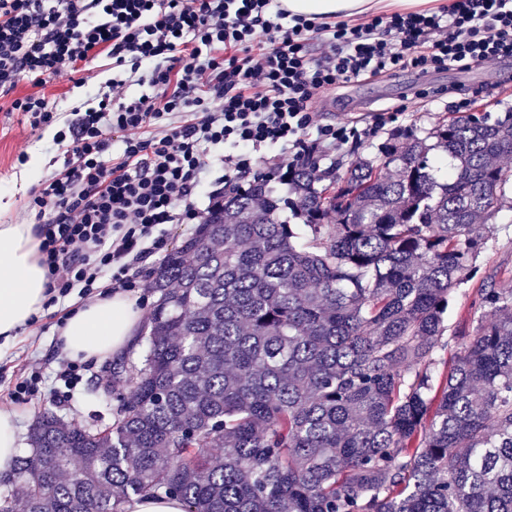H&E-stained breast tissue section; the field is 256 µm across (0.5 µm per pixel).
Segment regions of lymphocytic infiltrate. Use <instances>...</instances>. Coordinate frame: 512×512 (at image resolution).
<instances>
[{
  "mask_svg": "<svg viewBox=\"0 0 512 512\" xmlns=\"http://www.w3.org/2000/svg\"><path fill=\"white\" fill-rule=\"evenodd\" d=\"M103 54L117 69L106 91L61 119L37 87ZM501 59H512V0L354 25L273 0H0V98L31 129L65 124L60 165L26 202L50 294L90 303L106 279L132 290L133 267L166 248L158 226L202 219L257 174L258 153L294 167L356 138L314 109L336 85ZM23 79L35 91L15 96ZM134 85L143 94L126 96ZM209 154L223 170L212 179Z\"/></svg>",
  "mask_w": 512,
  "mask_h": 512,
  "instance_id": "f902f5d3",
  "label": "lymphocytic infiltrate"
}]
</instances>
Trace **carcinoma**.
<instances>
[{"mask_svg":"<svg viewBox=\"0 0 512 512\" xmlns=\"http://www.w3.org/2000/svg\"><path fill=\"white\" fill-rule=\"evenodd\" d=\"M397 138L321 189L302 166L291 198L267 177L224 196L153 272L118 422L43 411L0 512H512V289L483 278L448 328L512 113ZM475 288H479V281H472L462 285L458 291L455 304L448 310V325L454 326L462 318H467L474 311V301L477 299ZM128 512H185V505L176 497L144 498L128 506Z\"/></svg>","mask_w":512,"mask_h":512,"instance_id":"1","label":"carcinoma"}]
</instances>
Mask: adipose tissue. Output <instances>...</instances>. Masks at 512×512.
<instances>
[{
    "label": "adipose tissue",
    "mask_w": 512,
    "mask_h": 512,
    "mask_svg": "<svg viewBox=\"0 0 512 512\" xmlns=\"http://www.w3.org/2000/svg\"><path fill=\"white\" fill-rule=\"evenodd\" d=\"M429 0H283L290 13L308 17L358 18L383 11L412 10ZM48 270L40 262L30 224H0V339L13 340L49 299ZM139 325L134 300L108 294L77 309L59 330L71 358L88 360L124 351Z\"/></svg>",
    "instance_id": "adipose-tissue-1"
}]
</instances>
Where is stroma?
<instances>
[{"mask_svg":"<svg viewBox=\"0 0 512 512\" xmlns=\"http://www.w3.org/2000/svg\"><path fill=\"white\" fill-rule=\"evenodd\" d=\"M112 76V61L99 56L77 74H62L41 87L50 107L66 114L91 99ZM482 88L481 97L472 98L470 115L496 119L512 110V63L490 61L467 69H432L421 74L408 69L392 77H362L327 92L318 109L326 124L354 122L360 137L338 146L325 162L326 167L344 174L351 161L362 155L382 161L381 147L396 130L411 129L426 136L440 123L456 119L454 101L471 97L472 88ZM9 98L0 99V224H20L25 220L28 192L38 180L50 177L54 161L60 155L55 127L31 130L22 115L10 111ZM388 113L384 127L372 128V115ZM26 150L29 163L17 160ZM506 202L501 210L481 225L485 239L478 259L483 275L496 280L499 287L512 288V185L505 189ZM42 329L29 326L0 347V398L18 366L29 360L41 362L46 379H54L66 355L58 343V326L49 314H42ZM141 344L103 359L93 360L82 373L71 402L60 403L45 395L29 405L13 406L21 434H28L43 410L55 412L74 426L111 424L116 419L117 398L128 391L127 380L140 364ZM111 376L112 397H104L96 384L102 376Z\"/></svg>","mask_w":512,"mask_h":512,"instance_id":"35a3bbf8","label":"stroma"}]
</instances>
